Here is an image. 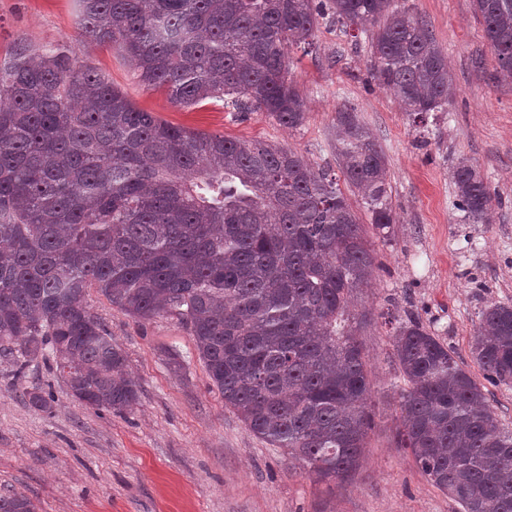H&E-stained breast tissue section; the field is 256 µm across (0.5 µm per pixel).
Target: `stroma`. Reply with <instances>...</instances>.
I'll return each instance as SVG.
<instances>
[{
    "label": "stroma",
    "instance_id": "35a3bbf8",
    "mask_svg": "<svg viewBox=\"0 0 512 512\" xmlns=\"http://www.w3.org/2000/svg\"><path fill=\"white\" fill-rule=\"evenodd\" d=\"M432 30L448 58L456 96L446 111L413 123L371 79L366 34L319 27L312 54L292 50L291 77L306 102L297 130L265 112L212 104L180 108L141 86L118 46L82 37L78 0H0V56L17 38L68 42L139 109L161 120L289 148L336 169V113L354 107L386 156L397 215L392 243L374 241L378 268L357 309L415 315L475 379L479 313L512 304V80L503 78L472 0H397ZM474 161L496 194L487 223L455 207L450 170ZM127 356L138 400L123 413L75 401L52 359L16 379L0 358V494L32 498L38 512H460L396 445L398 368L388 325L363 328L373 380L374 427L360 467L333 486L314 484L283 450L255 436L213 386L188 328L173 316L139 322L97 292L87 298ZM51 389L49 413L24 392Z\"/></svg>",
    "mask_w": 512,
    "mask_h": 512
}]
</instances>
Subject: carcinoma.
<instances>
[{
    "mask_svg": "<svg viewBox=\"0 0 512 512\" xmlns=\"http://www.w3.org/2000/svg\"><path fill=\"white\" fill-rule=\"evenodd\" d=\"M78 25L117 45L138 82L180 108L223 102L305 122L290 51L334 22L367 34L370 76L413 120L453 102L427 24L395 0H79ZM512 79V0H474ZM338 166L387 240L397 218L383 152L355 109L336 113ZM450 177L456 209L484 222L478 167ZM376 257L337 179L272 143L174 126L145 112L68 44L16 39L0 60V355L17 375L49 350L79 403L138 400L124 351L92 314V289L138 320L186 325L213 385L258 438L318 482L347 481L373 426L368 355L350 305ZM403 387L397 445L461 512H512V430L485 385L512 384V305L481 310L478 382L416 318L391 336ZM52 408V395L27 390ZM0 512H37L23 493Z\"/></svg>",
    "mask_w": 512,
    "mask_h": 512,
    "instance_id": "carcinoma-1",
    "label": "carcinoma"
}]
</instances>
